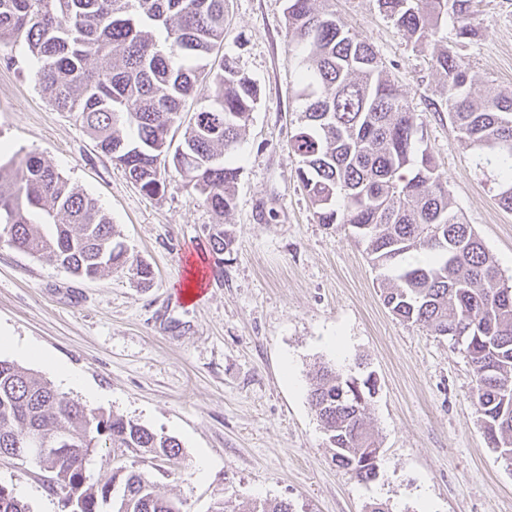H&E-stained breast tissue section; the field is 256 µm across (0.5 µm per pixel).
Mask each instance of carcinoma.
Wrapping results in <instances>:
<instances>
[{"instance_id":"cac0c4a2","label":"carcinoma","mask_w":512,"mask_h":512,"mask_svg":"<svg viewBox=\"0 0 512 512\" xmlns=\"http://www.w3.org/2000/svg\"><path fill=\"white\" fill-rule=\"evenodd\" d=\"M227 0H0V50L20 43L37 61L49 102L81 122L103 153L148 196L168 166L220 218L214 254L231 243L222 218L234 208L235 155L258 101L255 81L218 55ZM289 44L304 101L290 152L320 224L352 228L382 281L383 302L403 322L438 336L463 334L473 395L488 444L512 455V285L471 225L461 221L424 141L422 123L375 49L331 9V0H285ZM417 46L433 44L452 131L479 151L497 186H512V93L488 83L472 93L464 58L448 50L441 19L472 41V0H376ZM217 63H211L214 56ZM129 126L135 136L125 137ZM45 257L71 275L129 273L130 261L97 199L73 187L47 159L0 162V242ZM430 255L423 263L410 258ZM371 376L324 365L308 398L336 464L361 482L376 474L378 444L365 423ZM40 439L57 452L35 464L79 512H182L157 493L151 472L119 464L89 484L98 448L119 457L176 458L181 444L132 419L89 410L48 381L0 360V455ZM0 512H29L0 485Z\"/></svg>"}]
</instances>
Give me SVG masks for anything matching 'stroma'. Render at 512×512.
<instances>
[{
	"label": "stroma",
	"instance_id": "35a3bbf8",
	"mask_svg": "<svg viewBox=\"0 0 512 512\" xmlns=\"http://www.w3.org/2000/svg\"><path fill=\"white\" fill-rule=\"evenodd\" d=\"M334 8L370 43L424 128V144L464 222L512 278V211L495 175L452 132L428 52L375 0ZM285 0H229L224 53L253 78L259 103L237 152L232 243L211 251L213 212L175 171L150 197L40 92L25 49L0 52V158L40 153L98 200L130 255L154 272L94 280L0 242V359L68 397L177 438L158 492L184 512H230L285 500L293 512H512V467L486 442L460 347L384 306L377 272L348 228L317 223L289 142L303 103L290 60ZM462 56L477 82L512 90V0H476ZM217 265L206 293L176 303L189 257ZM339 338L334 349L331 338ZM370 373L367 411L380 443L363 483L338 468L308 400L321 365ZM77 377L60 378L57 367ZM0 484L30 512H62L34 463L0 458Z\"/></svg>",
	"mask_w": 512,
	"mask_h": 512
}]
</instances>
